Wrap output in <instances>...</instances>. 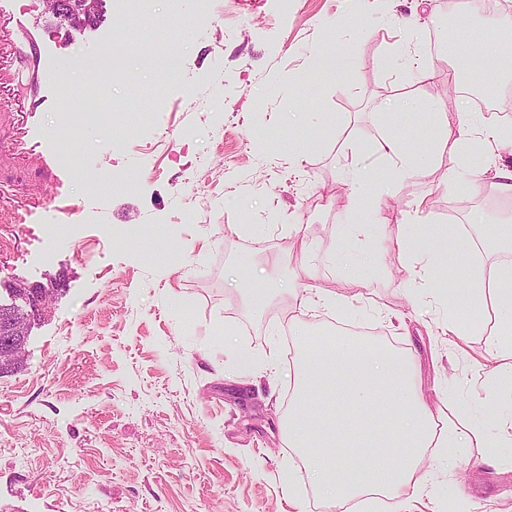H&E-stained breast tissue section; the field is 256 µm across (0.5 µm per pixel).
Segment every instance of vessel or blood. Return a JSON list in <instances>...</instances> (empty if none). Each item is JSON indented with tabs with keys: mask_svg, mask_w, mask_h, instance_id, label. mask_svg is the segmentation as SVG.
Masks as SVG:
<instances>
[{
	"mask_svg": "<svg viewBox=\"0 0 512 512\" xmlns=\"http://www.w3.org/2000/svg\"><path fill=\"white\" fill-rule=\"evenodd\" d=\"M11 0H0V20L7 27L0 31V106L8 107L17 119L19 136L15 142L16 155L36 159L46 182L59 183L62 175L81 176L75 164L73 135L75 127L70 119H63L53 130H44L39 115L52 110L60 111L59 63L48 45L38 43L26 28V16L15 13ZM27 69L31 72L32 87L17 92L13 72ZM54 200L37 193L19 202L7 195L0 186V223L23 224Z\"/></svg>",
	"mask_w": 512,
	"mask_h": 512,
	"instance_id": "b4317fda",
	"label": "vessel or blood"
}]
</instances>
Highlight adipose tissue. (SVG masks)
<instances>
[{
  "label": "adipose tissue",
  "mask_w": 512,
  "mask_h": 512,
  "mask_svg": "<svg viewBox=\"0 0 512 512\" xmlns=\"http://www.w3.org/2000/svg\"><path fill=\"white\" fill-rule=\"evenodd\" d=\"M462 64L477 74L497 72L512 60V44L497 39L481 51H463ZM427 129L437 142L448 145V170L474 167L477 151L511 140L512 128L485 122L478 113L461 114L449 122L442 108L424 113ZM383 162L381 181H402L415 175L403 137L385 132L378 147ZM388 245L399 254L421 250L443 255L448 275L440 283L424 280V288L448 300L445 334L466 336L473 329L470 315L487 300L502 311L486 355L493 367L490 386L512 379V263H499L476 272L463 259L468 242L457 226L440 234L423 225H399ZM296 354L290 363L294 380L285 432L289 447L308 461V474L318 491L335 505L367 493L401 500L417 494V461L429 448H457L463 438L486 447L512 444V416L502 418L495 437L477 430L448 432L424 400L416 381V362L403 350L384 345L356 349L327 345L313 348L310 335L294 328Z\"/></svg>",
  "instance_id": "adipose-tissue-1"
}]
</instances>
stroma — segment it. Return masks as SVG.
I'll list each match as a JSON object with an SVG mask.
<instances>
[{
	"label": "stroma",
	"mask_w": 512,
	"mask_h": 512,
	"mask_svg": "<svg viewBox=\"0 0 512 512\" xmlns=\"http://www.w3.org/2000/svg\"><path fill=\"white\" fill-rule=\"evenodd\" d=\"M15 5L55 46L65 96L85 83L71 60L129 29L127 78L112 86L126 145L112 150L101 124L89 122L75 150L90 171H125L138 185L93 197L82 179L66 177L65 211L0 225V302L10 303L6 289L16 283L53 290L22 366L0 374V512H365L363 499L339 511L316 490L279 425L293 320L311 333L344 328L407 351L428 403L448 419L459 406H484L497 306L481 308L470 335L448 338L440 330L447 304L410 284L432 257L383 244L414 213L432 230L470 225L478 270L511 258L480 228L512 222V210L493 208L490 189L468 194L474 170L449 176L436 159L441 145L412 140L418 171L383 205L389 225L365 221L355 240L378 276L357 298L333 262L354 195L343 154L378 163L387 126L408 128L400 98L443 104L453 122L471 109L448 93L455 56L427 55L423 81L403 64L441 21V0H150L148 13L131 15L122 0H106L99 21L72 35L43 0ZM174 8L188 23L163 33L156 21ZM167 52L180 58L179 82L153 71L154 56ZM323 53L344 58L345 69L301 94L310 60ZM294 224L311 238L305 273L271 262ZM57 225L67 234L49 236ZM158 225L175 263L142 249ZM242 263L264 271L262 306L233 281ZM303 279L335 292L337 303L306 309L281 293ZM273 353L275 371L239 364ZM291 473L293 505L283 487ZM417 476L413 500H383L378 512H448L452 500L460 512H512L511 445L431 448Z\"/></svg>",
	"instance_id": "stroma-1"
}]
</instances>
